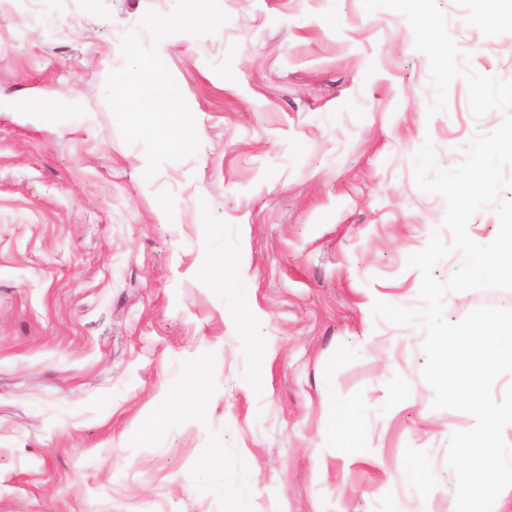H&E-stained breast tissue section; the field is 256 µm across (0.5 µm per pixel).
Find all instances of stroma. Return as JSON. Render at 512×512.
Wrapping results in <instances>:
<instances>
[{"label":"stroma","mask_w":512,"mask_h":512,"mask_svg":"<svg viewBox=\"0 0 512 512\" xmlns=\"http://www.w3.org/2000/svg\"><path fill=\"white\" fill-rule=\"evenodd\" d=\"M162 60L200 133L145 178L101 88L169 0L0 11V512H446L453 433L432 407L410 255L446 202L413 157H466L464 79L435 115L401 13L362 0H219ZM461 68L512 80V21L436 0ZM74 112L46 119L45 93ZM512 291L444 297L457 322ZM426 463L424 484L406 463Z\"/></svg>","instance_id":"stroma-1"}]
</instances>
